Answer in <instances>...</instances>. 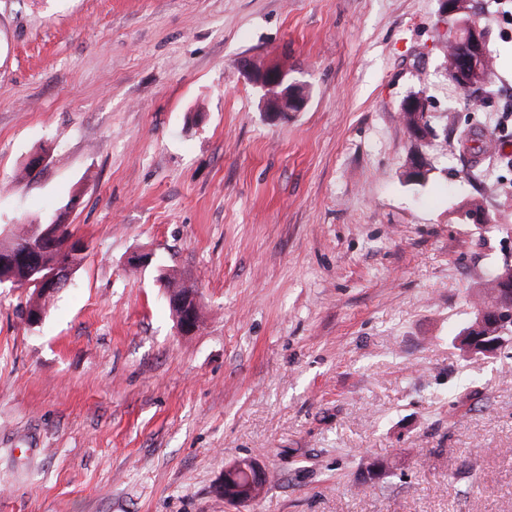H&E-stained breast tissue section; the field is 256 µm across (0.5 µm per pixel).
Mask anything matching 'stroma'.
I'll return each mask as SVG.
<instances>
[{
  "label": "stroma",
  "instance_id": "35a3bbf8",
  "mask_svg": "<svg viewBox=\"0 0 512 512\" xmlns=\"http://www.w3.org/2000/svg\"><path fill=\"white\" fill-rule=\"evenodd\" d=\"M473 5L477 98L440 0H0V230L89 244L39 324L0 286V512H512V344L458 341L512 262V0ZM247 62L305 110L267 121ZM455 0H441V10L443 14L450 18L457 14V5L453 2ZM463 6L464 12L455 16L453 24L448 20V27L446 29V40L448 45H455L457 43H464L465 50L457 55H451L453 61L452 75L458 80L460 85L465 89H474L484 85V82L493 70V57L489 56L488 70H487V49L486 37L483 29L472 18L471 0L466 1ZM468 10L469 12H466ZM455 22H472L468 25L464 33L459 31L460 25ZM463 88V89H464ZM429 102L423 95L408 96L401 104V117L406 128L416 132L422 141H426L435 137V133L431 130L424 131V122L428 115ZM178 279L175 285H180L181 288H189L185 295H178L177 292L171 290L168 294L172 299V307L178 312L179 324L178 331L180 335L189 336L194 334L197 329L195 320L200 314V299L199 292L193 286L186 283L185 279L175 272H169ZM266 473L262 465L253 458L240 459L227 467L221 484L224 499L230 503H245L257 499L264 491ZM242 489L248 494L236 495Z\"/></svg>",
  "mask_w": 512,
  "mask_h": 512
}]
</instances>
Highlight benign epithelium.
<instances>
[{
	"instance_id": "benign-epithelium-1",
	"label": "benign epithelium",
	"mask_w": 512,
	"mask_h": 512,
	"mask_svg": "<svg viewBox=\"0 0 512 512\" xmlns=\"http://www.w3.org/2000/svg\"><path fill=\"white\" fill-rule=\"evenodd\" d=\"M448 44H465V50L452 56V75L466 89L484 85L487 80V49L483 29L477 24H469L465 32L459 31V25L448 24L446 29ZM243 68L252 82L262 92V112L272 122L281 119L290 112L305 109L309 94L305 85L288 81V69L280 65L256 68L246 62ZM429 102L423 95H412L401 104V117L405 127L416 132L426 141L435 137L432 130H424L428 115ZM60 221L53 224H32L29 226L31 247L29 253L20 259L27 267L33 281L24 284L13 276L11 268L17 261L12 257L0 258V285L9 284L13 288L38 286L43 297L56 293L55 287L64 279L70 278L73 269L69 261L57 255L48 260V252L53 248L59 232ZM497 284L503 294V305L490 312L482 313L488 331L476 328L477 334L469 337L471 348L475 352L492 354L512 343V277L498 276ZM172 307L178 312V331L182 336L196 332L195 320L200 314L199 292L191 288L184 295L169 292ZM266 473L262 465L253 458L240 459L227 467L221 484L224 500L230 503H245L259 497L264 491Z\"/></svg>"
}]
</instances>
